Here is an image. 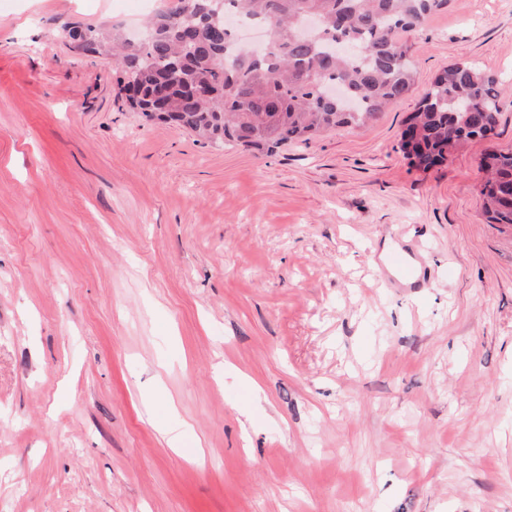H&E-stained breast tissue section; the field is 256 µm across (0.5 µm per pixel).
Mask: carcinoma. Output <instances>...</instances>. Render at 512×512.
<instances>
[{
    "instance_id": "cac0c4a2",
    "label": "carcinoma",
    "mask_w": 512,
    "mask_h": 512,
    "mask_svg": "<svg viewBox=\"0 0 512 512\" xmlns=\"http://www.w3.org/2000/svg\"><path fill=\"white\" fill-rule=\"evenodd\" d=\"M448 0H177L153 16L146 43L106 25L89 26L86 51L113 53L132 72L142 114L208 141L266 145L306 141L366 125L415 81L402 34ZM231 12L265 27L271 47L240 45L222 24ZM503 90L472 63L446 67L422 97L404 133L423 171L451 149L498 125ZM480 186L491 224L512 225V150L484 158Z\"/></svg>"
}]
</instances>
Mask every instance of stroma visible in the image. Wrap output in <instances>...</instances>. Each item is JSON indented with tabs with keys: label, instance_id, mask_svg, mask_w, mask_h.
Returning <instances> with one entry per match:
<instances>
[{
	"label": "stroma",
	"instance_id": "obj_1",
	"mask_svg": "<svg viewBox=\"0 0 512 512\" xmlns=\"http://www.w3.org/2000/svg\"><path fill=\"white\" fill-rule=\"evenodd\" d=\"M169 3L0 0V512H512V226L479 194L512 0H448L402 99L271 153L134 112L68 35ZM458 62L507 89L496 134L419 170Z\"/></svg>",
	"mask_w": 512,
	"mask_h": 512
}]
</instances>
